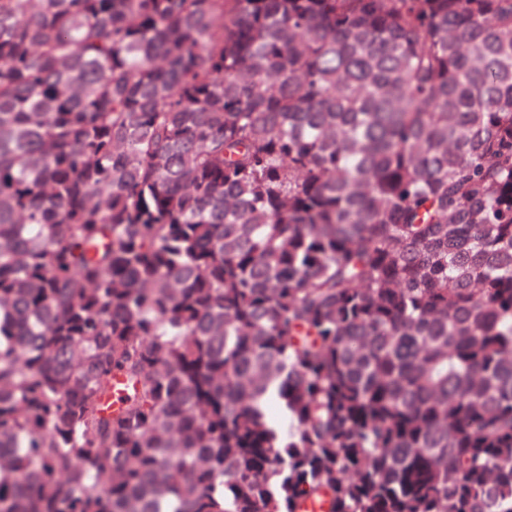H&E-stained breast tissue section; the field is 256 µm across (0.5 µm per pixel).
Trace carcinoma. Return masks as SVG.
<instances>
[{
  "label": "carcinoma",
  "instance_id": "obj_1",
  "mask_svg": "<svg viewBox=\"0 0 512 512\" xmlns=\"http://www.w3.org/2000/svg\"><path fill=\"white\" fill-rule=\"evenodd\" d=\"M320 503L512 512V0H0V512Z\"/></svg>",
  "mask_w": 512,
  "mask_h": 512
}]
</instances>
